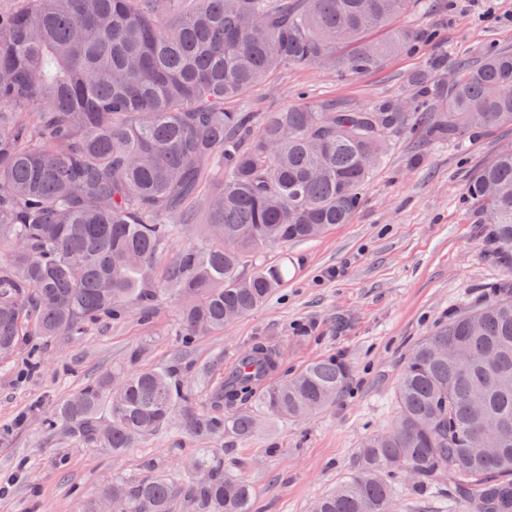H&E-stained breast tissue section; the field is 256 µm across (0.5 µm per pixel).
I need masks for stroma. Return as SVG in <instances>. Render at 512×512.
<instances>
[{"label":"stroma","mask_w":512,"mask_h":512,"mask_svg":"<svg viewBox=\"0 0 512 512\" xmlns=\"http://www.w3.org/2000/svg\"><path fill=\"white\" fill-rule=\"evenodd\" d=\"M397 23L433 29L437 38L357 76L325 67L281 69L274 82L250 92V111L301 101L360 110L407 94L410 76L433 59H449L439 73L449 83L456 58L480 46L512 50V0H425ZM510 144L506 126L460 143L402 138L363 187L351 223L243 264L245 275L258 262L280 264L288 277L263 308L201 337L191 361L228 360L263 338L287 341L286 370L329 355L352 369L348 390L309 420H266L250 439L215 441L225 463L253 486L256 512H307L312 500L333 490L356 468L364 437L392 419L414 345L504 281L486 244L487 227L466 203V187L480 164ZM177 320L171 298L146 321L134 307L122 322L45 343L39 371H27L22 353L11 369H0V480L9 482L0 512H76L75 490L90 494L115 478L142 474L149 458L173 478H189L196 443L177 428L154 432L116 460L108 449L71 442L44 425L56 404L100 374L178 358Z\"/></svg>","instance_id":"stroma-1"}]
</instances>
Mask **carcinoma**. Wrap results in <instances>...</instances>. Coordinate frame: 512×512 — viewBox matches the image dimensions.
<instances>
[{"label":"carcinoma","instance_id":"cac0c4a2","mask_svg":"<svg viewBox=\"0 0 512 512\" xmlns=\"http://www.w3.org/2000/svg\"><path fill=\"white\" fill-rule=\"evenodd\" d=\"M417 0H23L0 11V362L20 347L149 319L179 302L182 348L267 303L279 265L262 250L348 224L396 140L512 127V50L461 57L451 86L417 73L409 93L360 111L302 102L235 106L289 65L380 67L428 31L395 26ZM467 199L512 272V145L472 176ZM205 223L174 257L196 213ZM284 349L258 339L219 364L105 373L55 406L47 427L119 458L175 424L190 438L252 437L259 418L298 421L335 403L348 365L314 360L277 377ZM202 379L195 401L186 378ZM391 424L361 443L358 469L309 512H391L400 476L448 489L452 512H512V292L448 318L408 355ZM179 482L147 461L80 500L78 512H253L254 489L214 448Z\"/></svg>","mask_w":512,"mask_h":512}]
</instances>
